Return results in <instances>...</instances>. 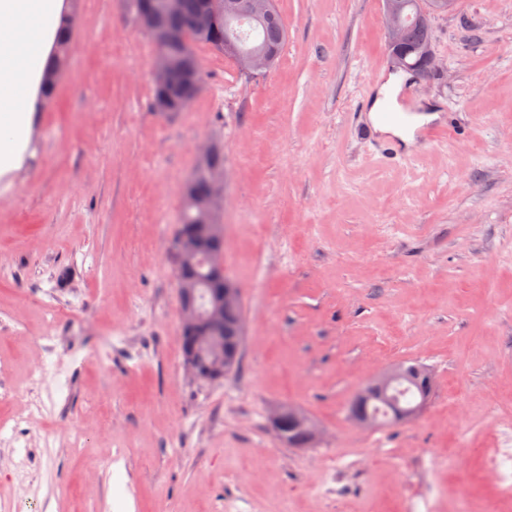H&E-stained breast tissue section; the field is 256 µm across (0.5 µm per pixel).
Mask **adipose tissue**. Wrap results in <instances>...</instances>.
Segmentation results:
<instances>
[{
	"label": "adipose tissue",
	"instance_id": "ef3b65f1",
	"mask_svg": "<svg viewBox=\"0 0 512 512\" xmlns=\"http://www.w3.org/2000/svg\"><path fill=\"white\" fill-rule=\"evenodd\" d=\"M64 16V0H0V175L24 164L41 78Z\"/></svg>",
	"mask_w": 512,
	"mask_h": 512
}]
</instances>
